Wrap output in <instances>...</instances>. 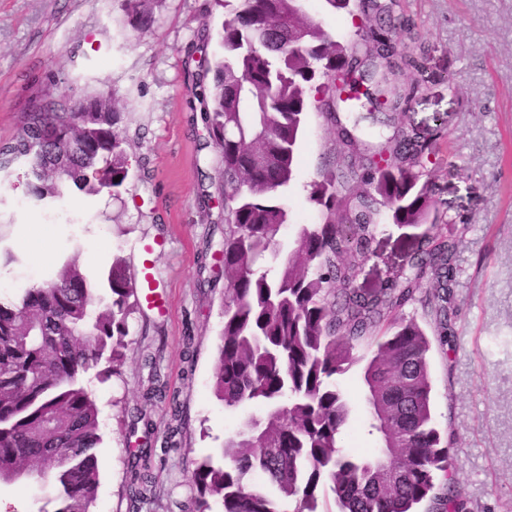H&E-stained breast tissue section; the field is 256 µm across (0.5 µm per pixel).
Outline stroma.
<instances>
[{
  "label": "stroma",
  "instance_id": "obj_1",
  "mask_svg": "<svg viewBox=\"0 0 512 512\" xmlns=\"http://www.w3.org/2000/svg\"><path fill=\"white\" fill-rule=\"evenodd\" d=\"M399 2L400 13L370 21L392 29L396 45L425 46L419 69L399 77L423 88L400 120L431 147L432 215L468 220L454 253L451 335L440 338L421 303L404 314L431 342L432 413L442 439L454 444L449 471L466 512H512V0ZM151 7L150 24L136 31L122 0H0V143L42 91L77 101L110 90L124 105L117 130L129 159L118 196L60 200L56 217L30 202L24 179L0 180V247L15 257L0 268V300H17L75 254L111 303L113 257L126 258L141 280L142 248L151 244L152 289L167 303L162 311L144 301L130 315L120 370L104 359L82 377L100 412L93 512H195V462L223 465L225 437L251 413L226 410L213 394L224 321V209L216 184L201 182L219 164L200 119L197 78L201 57L221 52L224 12L213 0H151ZM297 154L284 194L291 221L323 223L307 186L324 169L346 171L348 163L325 110L307 112ZM21 224L33 225L53 263L20 241ZM427 230L380 224L357 260L353 287H382ZM148 356L181 403L183 421L172 419L167 404L147 400ZM165 439L169 451L151 458L148 499L133 508L129 455ZM54 509L33 487H0V512Z\"/></svg>",
  "mask_w": 512,
  "mask_h": 512
}]
</instances>
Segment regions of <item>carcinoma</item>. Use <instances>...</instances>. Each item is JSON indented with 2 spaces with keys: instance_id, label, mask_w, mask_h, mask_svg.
<instances>
[{
  "instance_id": "1",
  "label": "carcinoma",
  "mask_w": 512,
  "mask_h": 512,
  "mask_svg": "<svg viewBox=\"0 0 512 512\" xmlns=\"http://www.w3.org/2000/svg\"><path fill=\"white\" fill-rule=\"evenodd\" d=\"M305 2L215 0L224 9V53L206 69L212 80L199 93L224 197V327L213 391L224 408L247 406L259 415L225 439L224 466L196 463V512H212L215 496L222 512H321L329 493L338 512H413L431 498L446 512H464L455 482L435 493L451 443L433 425L431 342L401 310L429 285L434 321L448 335L453 254L467 222L434 218L439 228L423 236L384 287H351L355 258L368 250L379 221L414 226L430 215L428 145L399 122V110L421 85L412 82L390 99L378 90L419 61L408 45L388 56L373 49L391 39L372 28L359 33V49L341 43ZM325 2L350 14L388 9L378 0ZM367 59L384 61L369 78L370 95L385 111L332 110L357 99L341 97L336 72L357 73ZM312 106L326 107L337 140L354 153L371 149L363 140L370 129L392 132L352 197L337 195L333 171L311 182L309 199L326 208L325 222L297 225L285 245L290 215L280 197L293 180L295 147ZM120 109L110 90L73 102L39 97L12 140L0 145V175L25 169L38 206L73 189L118 195L128 178L116 131ZM108 285L112 303L104 304L74 254L16 301H0V485L14 484L21 472L41 476L54 491L55 512H92L96 501L98 409L79 377L107 351L112 374L123 360L127 320L138 305L124 258L112 259ZM361 360L368 434L383 451L377 460L346 444L355 415L339 378ZM147 398L169 400L174 417H183L164 385L155 384ZM131 473L129 496L141 501L153 483L150 457L134 455ZM250 474L266 485L250 483ZM280 502L292 510L278 508Z\"/></svg>"
}]
</instances>
